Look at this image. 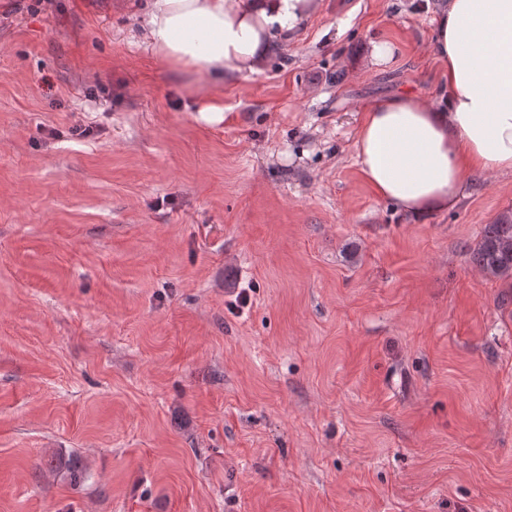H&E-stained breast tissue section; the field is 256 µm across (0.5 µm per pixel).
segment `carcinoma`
<instances>
[{"instance_id": "1", "label": "carcinoma", "mask_w": 512, "mask_h": 512, "mask_svg": "<svg viewBox=\"0 0 512 512\" xmlns=\"http://www.w3.org/2000/svg\"><path fill=\"white\" fill-rule=\"evenodd\" d=\"M472 262L488 276L509 283L512 288V214L484 225L480 239L470 254ZM56 470H64L71 482L81 480L82 472L72 458L55 459Z\"/></svg>"}]
</instances>
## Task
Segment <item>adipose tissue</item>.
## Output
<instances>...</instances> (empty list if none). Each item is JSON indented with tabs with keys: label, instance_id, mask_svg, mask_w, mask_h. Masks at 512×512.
<instances>
[{
	"label": "adipose tissue",
	"instance_id": "1",
	"mask_svg": "<svg viewBox=\"0 0 512 512\" xmlns=\"http://www.w3.org/2000/svg\"><path fill=\"white\" fill-rule=\"evenodd\" d=\"M320 0H149L160 59L206 79L262 69ZM439 104L404 94L365 110L355 160L376 195L417 220L454 208L470 174L512 173V0H438Z\"/></svg>",
	"mask_w": 512,
	"mask_h": 512
}]
</instances>
